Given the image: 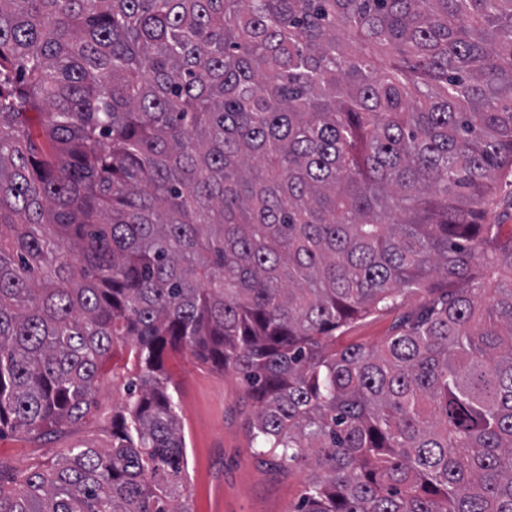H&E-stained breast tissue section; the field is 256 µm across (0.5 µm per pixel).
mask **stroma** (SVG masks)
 Here are the masks:
<instances>
[{
  "instance_id": "35a3bbf8",
  "label": "stroma",
  "mask_w": 512,
  "mask_h": 512,
  "mask_svg": "<svg viewBox=\"0 0 512 512\" xmlns=\"http://www.w3.org/2000/svg\"><path fill=\"white\" fill-rule=\"evenodd\" d=\"M427 300L419 291L404 293L395 308L343 329L336 344L381 345L404 315L420 310ZM164 365L179 394L187 444L183 499L187 512H294L310 468L301 464L283 473L254 456L248 422L257 404L241 375L183 354L168 355ZM121 397L105 376L100 381L98 404L86 420L56 434L0 435V470L43 469L68 448H109L112 408Z\"/></svg>"
}]
</instances>
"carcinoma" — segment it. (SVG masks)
Returning <instances> with one entry per match:
<instances>
[{"instance_id":"carcinoma-1","label":"carcinoma","mask_w":512,"mask_h":512,"mask_svg":"<svg viewBox=\"0 0 512 512\" xmlns=\"http://www.w3.org/2000/svg\"><path fill=\"white\" fill-rule=\"evenodd\" d=\"M511 175L512 0H0V434L134 362L112 446L0 470V512H188L169 352L313 461L295 512H512ZM427 300L428 295L425 293L405 292L399 299L400 303L388 312L372 315L348 328L336 331V349L352 342H362L370 346L383 344L386 338L394 333L395 326L401 318L408 313L420 310Z\"/></svg>"}]
</instances>
